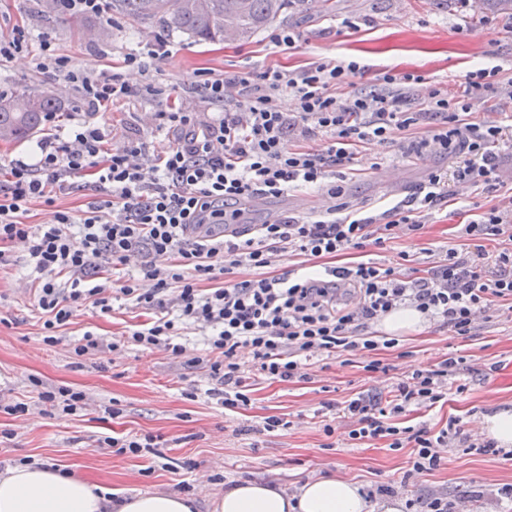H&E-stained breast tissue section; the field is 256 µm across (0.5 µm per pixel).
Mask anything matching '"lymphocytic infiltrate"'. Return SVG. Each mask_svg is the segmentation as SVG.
Masks as SVG:
<instances>
[{
    "label": "lymphocytic infiltrate",
    "mask_w": 512,
    "mask_h": 512,
    "mask_svg": "<svg viewBox=\"0 0 512 512\" xmlns=\"http://www.w3.org/2000/svg\"><path fill=\"white\" fill-rule=\"evenodd\" d=\"M40 50L36 69L72 86L90 114L71 130L59 127L57 113L45 114L53 134L37 141L29 161H11L0 181V269L13 262L11 245L24 243L36 273L32 286L46 344L61 342V328L82 308L108 315L115 302H131L151 316L121 333L112 348H161L187 367L204 366L223 387L225 410L233 412L248 405L251 377L305 382L322 353L354 356L394 347V339L369 327L396 309L416 308L466 336L480 315L512 305V206L485 208L463 225L474 257L447 249L424 277L370 261L297 277L268 272L278 257L313 261L380 247L400 232L422 233L426 217L453 200L457 189L499 185L497 147L512 143V125L468 123L464 116L479 107L512 108V79L503 78L500 67L466 74L459 95L433 87L421 99L415 89L423 76L388 70L378 75L377 90L363 93L346 82L351 65L319 58L297 71L249 64L221 74L202 71L191 90L223 106V117L169 104L158 113L157 128L170 145L157 152L141 134L113 147L110 125L96 116L120 100L163 96L161 87L131 85L121 72L77 67L47 35ZM284 92L294 101L288 112L278 104ZM420 125L430 126V135H413ZM319 136L322 148H310L309 140ZM392 142L402 157L436 153L454 168L430 172L410 200L381 217L348 215L337 172L365 145ZM86 175L93 196L76 220L56 200ZM303 186L334 198L332 216L261 224L257 237L247 239L212 230L241 195L276 197ZM36 202L53 208V223L27 224ZM493 237L509 245L490 260L484 242ZM136 254L141 260L135 264ZM243 264L259 269V277L217 286L219 275ZM189 326L203 336L204 350L193 356L181 341ZM242 348L252 353L247 369L237 360ZM459 375V359L447 357L399 379L388 397L360 392L324 403L322 430L333 435L341 418L351 422L355 443L382 440L390 450H408L404 478L412 480L441 466L453 435L423 425L400 427L395 419L446 400Z\"/></svg>",
    "instance_id": "f902f5d3"
}]
</instances>
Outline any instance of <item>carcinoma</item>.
<instances>
[{
    "instance_id": "carcinoma-1",
    "label": "carcinoma",
    "mask_w": 512,
    "mask_h": 512,
    "mask_svg": "<svg viewBox=\"0 0 512 512\" xmlns=\"http://www.w3.org/2000/svg\"><path fill=\"white\" fill-rule=\"evenodd\" d=\"M291 0H112V10L130 18H156L168 32L190 35L197 41L224 38L233 26L236 39L245 40L271 25ZM61 103L50 94L15 92L0 96V129L7 141L19 142L36 132L47 112H58Z\"/></svg>"
}]
</instances>
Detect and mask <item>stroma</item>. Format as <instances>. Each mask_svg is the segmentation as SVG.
<instances>
[{
    "instance_id": "stroma-1",
    "label": "stroma",
    "mask_w": 512,
    "mask_h": 512,
    "mask_svg": "<svg viewBox=\"0 0 512 512\" xmlns=\"http://www.w3.org/2000/svg\"><path fill=\"white\" fill-rule=\"evenodd\" d=\"M323 12L314 0H300L279 24L299 33L296 49L273 56L267 50L268 30L257 31L249 42L221 40L194 42L189 35L173 34V55L148 74L127 69L133 85L152 82L164 89L189 95L198 70L224 71L250 63L277 64L290 70L315 58L356 61L358 70L347 81L356 89L370 90L380 71H415L430 85L441 87L468 72L496 65L512 69V17L487 9H473L463 0H331ZM356 17L358 29L343 28L342 21ZM23 27L29 39L11 59L0 62V93L52 92L61 104V117L77 111L70 89L47 80L34 67L42 35H50L61 54L75 65L105 69L110 54H122L161 31L160 22L137 20L119 14L61 17L44 0H0V36ZM106 28L108 41L96 32ZM165 99H130L110 105L104 114L114 145L140 132L164 110ZM500 160L509 178L496 191H475L469 199L436 207L424 234L388 240L369 253L352 251L335 258L346 266L364 258L385 264L401 263L412 277L425 276V249L449 248L466 254L462 224L475 220L479 208L512 201V148H502ZM445 158L427 154L418 158L395 157L391 147L368 145L346 172L343 199L364 215L386 211L410 198L429 172L446 167ZM326 194L295 189L270 199L266 208L243 212L244 224H267L281 208L306 221L332 206ZM13 266L0 270V403H27L29 413L14 417L0 413V430L11 439L0 441V472L28 460L68 470L87 481L93 490L119 497L157 488L177 490L180 482L194 486L195 497L206 502L223 492L226 484L241 480L278 482L291 487L309 477L330 474L359 483L366 489L399 484L407 468V451L394 452L384 442L359 448L348 443L349 428L337 424L333 437H325L316 412L326 402H341L359 392H387L396 378L429 369L453 355L467 369L460 379L464 391H449L448 398L424 416L404 417L403 425H426L431 431L457 419L465 435H475L473 420L494 403H512V310L500 309L479 323L470 335L458 336L433 323L419 333L401 337L393 349L380 351L388 372L369 373L361 356L343 362L341 356H323L311 367L308 382L257 381L251 401L237 411L224 409L214 395V381L205 369L188 368L158 350L130 345L115 351L113 337L128 326L144 321V310L123 305L111 315L86 307L61 331L59 344L42 341L41 323L30 290L32 265L26 248L12 247ZM101 340L98 350L77 360L73 347L84 332ZM45 387L70 386L85 392L88 405L74 415L51 410L38 400L31 378ZM119 415H109V406ZM287 420V427L271 433L240 434L245 425H261L268 416ZM159 435L160 454L118 455L98 448V438L128 434ZM194 469H184V461ZM512 485V453L479 454L463 448L449 449L439 469L410 482V498L443 494L455 500L460 512H512L500 489Z\"/></svg>"
}]
</instances>
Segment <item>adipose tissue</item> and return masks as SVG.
I'll list each match as a JSON object with an SVG mask.
<instances>
[{"label": "adipose tissue", "mask_w": 512, "mask_h": 512, "mask_svg": "<svg viewBox=\"0 0 512 512\" xmlns=\"http://www.w3.org/2000/svg\"><path fill=\"white\" fill-rule=\"evenodd\" d=\"M193 496L167 490L118 501L94 493L81 479L43 464H18L0 473V512H194ZM397 499L371 501L358 484L321 476L297 493L275 483L243 480L211 497L208 512H402Z\"/></svg>", "instance_id": "adipose-tissue-1"}]
</instances>
